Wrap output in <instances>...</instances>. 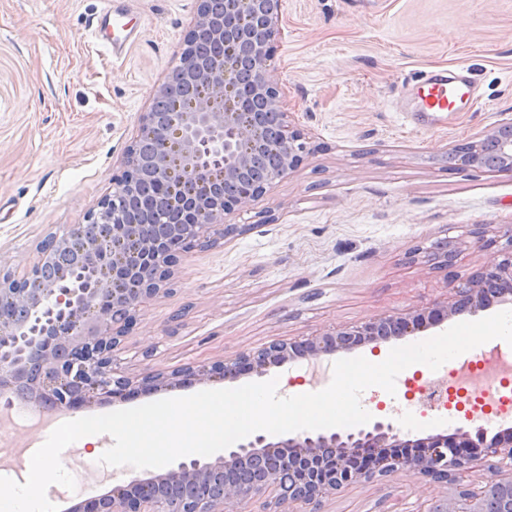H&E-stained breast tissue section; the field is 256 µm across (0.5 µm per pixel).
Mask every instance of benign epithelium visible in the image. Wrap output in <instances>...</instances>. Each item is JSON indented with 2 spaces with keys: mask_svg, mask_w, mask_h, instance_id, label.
I'll use <instances>...</instances> for the list:
<instances>
[{
  "mask_svg": "<svg viewBox=\"0 0 512 512\" xmlns=\"http://www.w3.org/2000/svg\"><path fill=\"white\" fill-rule=\"evenodd\" d=\"M282 0H198L179 64L155 86L138 134L112 177L116 194L91 211L84 224L49 234L23 275L0 263V399L21 394L29 404L67 412L124 399L135 388L160 391L194 377L199 382L263 374L271 364L325 356L405 336L475 314L496 301L512 303V225L496 240L495 256L462 285L446 282L432 306L381 315L359 325L332 327L301 341L273 342L231 362L188 366L169 374L147 371L134 381L114 376L115 352L136 311L162 291L160 275L177 262L178 231L202 236L225 215L271 191L276 180L306 159V133L285 111V92L269 78L282 39ZM452 164L512 174V118L448 146ZM385 448H420L416 456H388ZM465 448L498 458L495 484L512 487V427L492 437L479 427L402 440L391 425L342 435L310 433L240 443L215 461L182 464L165 474L117 484L72 512H250L273 494L271 512H319L323 499L379 475L414 473L457 492L428 512H480L481 492L463 484L475 460ZM249 464L299 479L281 492L265 478L244 493L217 481L224 468ZM172 480L217 482L203 500L170 501L161 487Z\"/></svg>",
  "mask_w": 512,
  "mask_h": 512,
  "instance_id": "1",
  "label": "benign epithelium"
}]
</instances>
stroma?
Returning a JSON list of instances; mask_svg holds the SVG:
<instances>
[{"mask_svg": "<svg viewBox=\"0 0 512 512\" xmlns=\"http://www.w3.org/2000/svg\"><path fill=\"white\" fill-rule=\"evenodd\" d=\"M138 39L114 58L89 36L102 0H0V260L24 270L48 234L85 223L112 194V176L154 85L179 62L197 0H122ZM283 37L269 77L308 135L304 164L267 194L227 215L237 231L194 248L173 268L170 293L140 307L116 353L119 374L139 378L235 359L270 342L430 306L447 279L465 282L490 261L478 237L512 225V175L448 166V145L512 118V0H285ZM470 67L478 98L428 128L406 114L404 85L422 72ZM445 241L459 256L434 268ZM373 420L403 439L464 426L433 410L408 427L402 394L378 387ZM117 483L145 477L74 462ZM410 473L359 482L320 512H427L454 494Z\"/></svg>", "mask_w": 512, "mask_h": 512, "instance_id": "1", "label": "stroma"}]
</instances>
